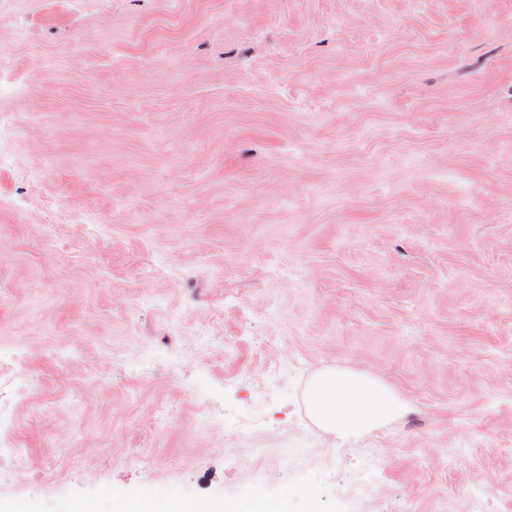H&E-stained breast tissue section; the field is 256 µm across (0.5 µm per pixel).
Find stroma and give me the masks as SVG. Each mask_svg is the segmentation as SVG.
Instances as JSON below:
<instances>
[{"label": "stroma", "mask_w": 512, "mask_h": 512, "mask_svg": "<svg viewBox=\"0 0 512 512\" xmlns=\"http://www.w3.org/2000/svg\"><path fill=\"white\" fill-rule=\"evenodd\" d=\"M0 154L1 506L512 512V0H0ZM307 405L321 429L348 437L369 434L406 410L404 401L387 385L344 368L327 369L315 376L308 388ZM10 512H314L311 494L302 488L286 489L270 498L254 493L230 504H202L194 499L179 497L170 489H158L144 498H122L112 491L88 505L84 501L56 503H20Z\"/></svg>", "instance_id": "1"}]
</instances>
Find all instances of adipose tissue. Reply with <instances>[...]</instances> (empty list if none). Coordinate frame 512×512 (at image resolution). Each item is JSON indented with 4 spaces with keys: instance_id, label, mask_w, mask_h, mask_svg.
Listing matches in <instances>:
<instances>
[{
    "instance_id": "1",
    "label": "adipose tissue",
    "mask_w": 512,
    "mask_h": 512,
    "mask_svg": "<svg viewBox=\"0 0 512 512\" xmlns=\"http://www.w3.org/2000/svg\"><path fill=\"white\" fill-rule=\"evenodd\" d=\"M311 418L324 431L340 436L371 433L400 417L406 405L391 389L368 374L331 368L315 376L307 392ZM10 512H314L311 494L302 488L282 491L270 498L254 493L232 503L217 506L179 497L159 489L143 498H122L115 494L99 497L94 504L82 501L20 503Z\"/></svg>"
}]
</instances>
